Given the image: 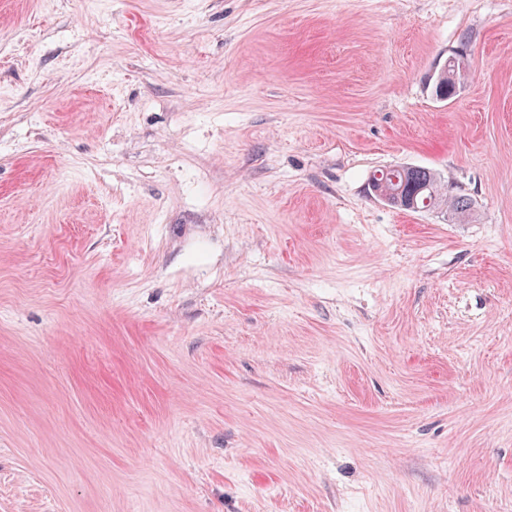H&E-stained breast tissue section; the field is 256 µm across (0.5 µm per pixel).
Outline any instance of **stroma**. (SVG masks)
<instances>
[{
    "instance_id": "obj_1",
    "label": "stroma",
    "mask_w": 512,
    "mask_h": 512,
    "mask_svg": "<svg viewBox=\"0 0 512 512\" xmlns=\"http://www.w3.org/2000/svg\"><path fill=\"white\" fill-rule=\"evenodd\" d=\"M0 512H512V0H0ZM446 61L447 64L444 65ZM446 61L443 64H441V66L444 65V68H442V73H439L441 66L440 62H438L434 67V71L439 66L440 67L433 76L431 75L430 78L432 82V91L435 94L436 98L439 99H449L454 95L456 85L461 76V73L466 68L465 58H462L460 56H455L453 59H448ZM380 173L381 176H377ZM394 179L396 182H394ZM370 184L380 187L400 190V195H412L417 193L416 199L420 209L441 208L451 213L459 222H465L472 210V200L466 195L450 194L430 169L418 166H410L403 171L388 172L386 175L382 169L377 170L371 177ZM376 197L389 204H401L399 191L380 192L375 191ZM424 200L428 204L424 205ZM426 206V207H425Z\"/></svg>"
}]
</instances>
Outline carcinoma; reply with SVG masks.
Here are the masks:
<instances>
[{"label": "carcinoma", "mask_w": 512, "mask_h": 512, "mask_svg": "<svg viewBox=\"0 0 512 512\" xmlns=\"http://www.w3.org/2000/svg\"><path fill=\"white\" fill-rule=\"evenodd\" d=\"M466 68L465 59L454 57L447 60L442 72L431 76L432 91L439 99L451 98L456 90V85L461 73ZM371 185L374 187L400 190L402 195H416L419 208H441L451 213L459 222L467 220L472 210V200L461 194L447 192L430 169L418 166H410L402 171L383 173L371 177Z\"/></svg>", "instance_id": "obj_1"}]
</instances>
